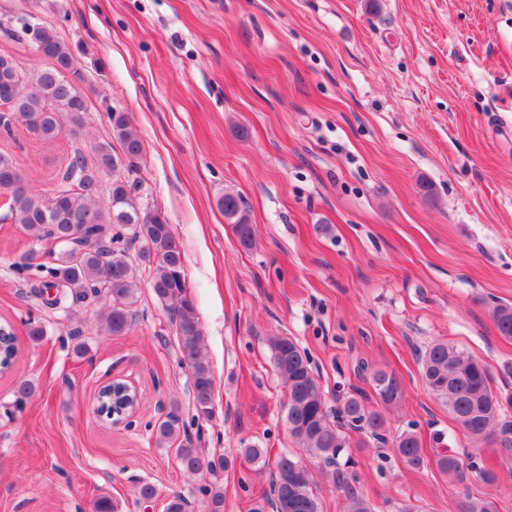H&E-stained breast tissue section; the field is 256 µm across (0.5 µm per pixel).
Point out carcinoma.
I'll list each match as a JSON object with an SVG mask.
<instances>
[{"instance_id": "1", "label": "carcinoma", "mask_w": 512, "mask_h": 512, "mask_svg": "<svg viewBox=\"0 0 512 512\" xmlns=\"http://www.w3.org/2000/svg\"><path fill=\"white\" fill-rule=\"evenodd\" d=\"M22 32L31 37L39 53L54 61L55 67L29 82L10 59L0 56V107L7 108L11 118L43 138L60 135L64 119L70 133L79 136L86 100L81 89L65 78L73 63L71 49L50 28L26 24ZM108 119L123 157L112 153L108 143L94 148L92 160L81 148H75L58 189L48 198L31 193L20 169L11 159L0 156V196L6 198L4 219L34 233L39 240L55 242L56 248L46 251V262L40 264L46 269L42 287L66 289L71 305L77 307L104 301L102 321L112 336L124 335L134 321L131 307L136 302V271L128 250L129 245L139 244L140 264L148 269L154 295L170 311L179 336L181 361L191 370L193 420L209 421L215 416V379L202 353L204 335L194 300L187 293L184 255L171 225L158 212L140 210L131 186L124 181L112 182L107 202L100 201V176L124 160L134 166L144 149L141 135L127 113L112 111ZM220 205L240 245L251 247L255 230L242 199L226 194ZM492 320L498 334L512 340V305H496ZM267 341L288 391V432L304 451L327 462L337 461L348 447L345 429L366 433L381 444L387 442L383 415L369 410L362 395H349L336 408H328L305 350L282 334L270 336ZM15 351L16 337L6 325L0 342V369L10 367ZM419 363L427 388L448 409L458 431L473 447H480L499 424L504 404L512 405V396L504 400L493 392L487 367L448 341L429 345L420 354ZM372 384L383 405L392 406L402 399V387L395 375L375 372ZM180 434L179 418L172 412L156 425L160 444ZM392 447L407 466L424 465V449L416 434H399L392 440ZM238 455L254 466H266L264 448H240ZM176 459L179 467L192 475L203 467L208 471L224 467V459H209L190 445L176 449ZM436 465L445 475L457 477L463 472L460 459L450 453L437 455ZM284 466L288 467V480L277 475L272 484L278 502L266 499L256 505L254 512H264L268 506L286 507L288 512H320L309 469L288 454L280 456L276 469ZM205 495L208 512H224L223 488L212 486L205 489ZM345 512L373 509L367 499L349 491ZM462 512H496V506L472 496L464 501Z\"/></svg>"}]
</instances>
